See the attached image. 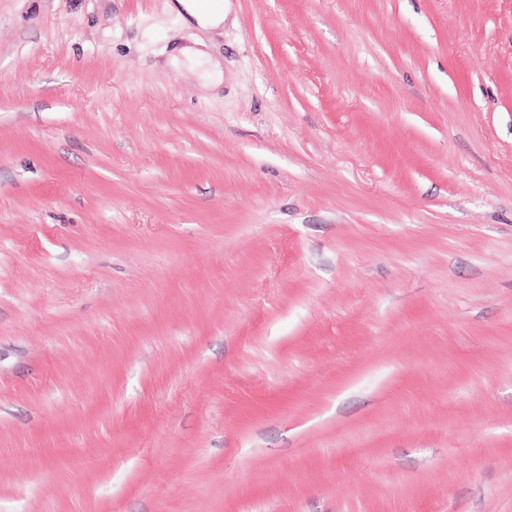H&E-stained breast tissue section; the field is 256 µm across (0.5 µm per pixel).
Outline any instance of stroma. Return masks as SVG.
Listing matches in <instances>:
<instances>
[{
  "label": "stroma",
  "instance_id": "1",
  "mask_svg": "<svg viewBox=\"0 0 512 512\" xmlns=\"http://www.w3.org/2000/svg\"><path fill=\"white\" fill-rule=\"evenodd\" d=\"M169 2L0 0V512H512V0ZM173 9L186 23L203 29L224 27L227 3L224 0H170ZM199 46L201 43L195 42L193 45L181 47L171 56L169 64L176 68H186L202 80L220 82L222 80L220 64L212 61Z\"/></svg>",
  "mask_w": 512,
  "mask_h": 512
}]
</instances>
